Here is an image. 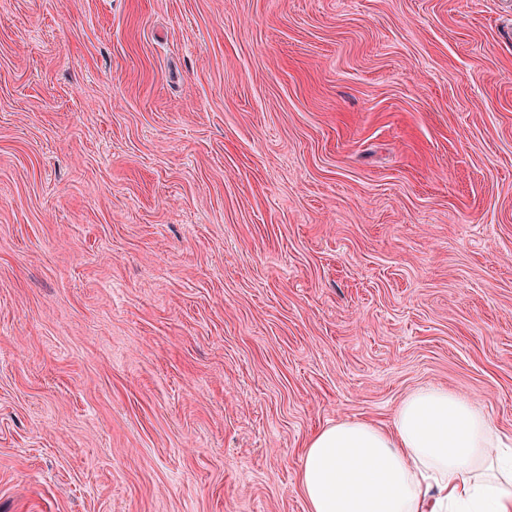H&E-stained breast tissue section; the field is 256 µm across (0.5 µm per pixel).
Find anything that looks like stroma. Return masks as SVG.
Masks as SVG:
<instances>
[{"label": "stroma", "mask_w": 512, "mask_h": 512, "mask_svg": "<svg viewBox=\"0 0 512 512\" xmlns=\"http://www.w3.org/2000/svg\"><path fill=\"white\" fill-rule=\"evenodd\" d=\"M512 0H0V512H306L425 384L512 438Z\"/></svg>", "instance_id": "35a3bbf8"}]
</instances>
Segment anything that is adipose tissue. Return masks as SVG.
Segmentation results:
<instances>
[{"label":"adipose tissue","instance_id":"ef3b65f1","mask_svg":"<svg viewBox=\"0 0 512 512\" xmlns=\"http://www.w3.org/2000/svg\"><path fill=\"white\" fill-rule=\"evenodd\" d=\"M307 512H512V447L469 398L419 387L390 424L345 419L311 436Z\"/></svg>","mask_w":512,"mask_h":512}]
</instances>
